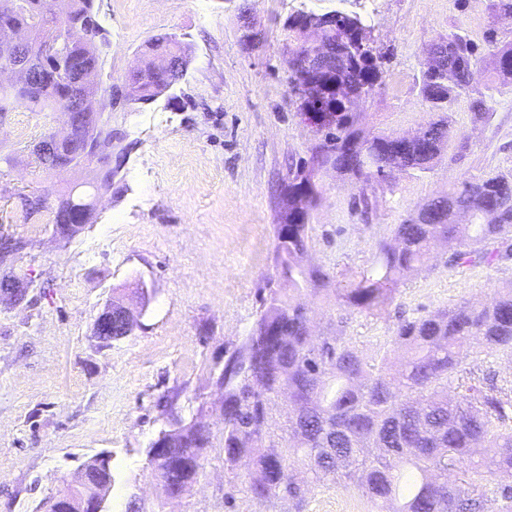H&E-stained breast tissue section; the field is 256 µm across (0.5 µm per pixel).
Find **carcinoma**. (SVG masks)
Instances as JSON below:
<instances>
[{
	"label": "carcinoma",
	"mask_w": 512,
	"mask_h": 512,
	"mask_svg": "<svg viewBox=\"0 0 512 512\" xmlns=\"http://www.w3.org/2000/svg\"><path fill=\"white\" fill-rule=\"evenodd\" d=\"M48 0H21L20 9L0 15L12 23L41 30L61 27ZM69 20L87 23L82 43L60 44L63 62L73 58L83 70L100 72L109 47L105 28L94 11V0H69ZM342 27L362 24L361 18L339 10L321 14ZM485 47L496 59L499 78L512 80V41L491 28ZM187 45L168 34L145 46V68L133 75L130 101L153 102L169 83L151 63L157 57L183 52ZM434 61L447 83L448 103L433 108L438 119L429 123L435 138L377 141L359 126L358 113L336 106L335 121L320 127L323 143L311 158L323 155L336 171L357 179L360 202L374 182L391 174L363 171L361 156L375 153L395 165L427 173L457 134L443 111L472 86L481 60L479 46L460 31L448 33L428 49L423 65ZM373 74L345 68L340 77L351 88L374 85ZM96 94L95 127L83 120L72 125L59 149L47 152L35 145V163L48 170L65 166L78 156L99 164V187L112 189V97L107 89H83ZM71 91L62 77L14 88L0 85V112L25 106L37 112L68 110ZM472 120L490 118L485 94L469 97ZM312 167L296 174L288 188L303 193L299 203L310 211L319 192L311 182ZM74 191L58 201L53 223L90 224L93 211ZM309 215L298 224L274 225L275 267L286 288H271L260 298L255 324L241 344L224 359V472L235 479L246 473L240 492L258 503L286 499L302 512L314 484L331 481L355 488L371 501L393 504V512H500L512 504V388L479 376L466 366L468 346L478 341L486 353L512 350V284L492 300L463 302L417 317L401 315L390 344L405 350L401 370L389 365L390 350L365 358L344 333L315 342L310 334V309L302 296L334 301L350 311L383 309L392 294L416 270L438 257L440 239L447 240L444 265L455 268L478 262L489 266L512 259V172L465 179L448 193L428 201L417 215L392 231L393 242L377 243L374 260L357 279L343 286L328 269L310 266L303 258L312 240ZM288 393L283 421L280 391ZM209 429L170 442V455L185 461L186 472L175 476L178 492L187 498L203 472ZM96 486H110L112 470L87 466Z\"/></svg>",
	"instance_id": "cac0c4a2"
}]
</instances>
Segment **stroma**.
<instances>
[{"label": "stroma", "instance_id": "obj_1", "mask_svg": "<svg viewBox=\"0 0 512 512\" xmlns=\"http://www.w3.org/2000/svg\"><path fill=\"white\" fill-rule=\"evenodd\" d=\"M109 32L100 72L116 91L112 107V189L96 203L91 224L74 240L53 237V214H26L25 187L49 202L92 169L49 173L30 150L59 112L18 107L0 115V224L27 241L17 272H35L39 287L26 309L0 312V512H41L81 462L112 453L114 485L108 512H289L288 501L257 503L229 492L221 435L222 397L211 379L226 352L254 324L262 287H280L274 226L288 182L323 135L305 122L289 92L291 49L285 24L304 9L359 15L386 58L382 84L357 110L364 130L414 133L435 115L419 78L431 43L461 29L483 43L498 22L490 0H95ZM257 38L241 39L244 26ZM179 35L191 61L170 95L151 103L122 93L147 41ZM473 91L488 94V122L471 120L467 96L448 111L469 139L464 155L447 146L430 173L397 172L374 184L361 212L355 183L331 169L317 175L320 198L310 213L306 264L341 273L342 283L370 265L375 246L394 225L430 199L471 176L512 170V83L501 82L496 60L484 55ZM155 290L142 327L99 347L95 319L116 291L138 280ZM512 281V261L489 267L429 266L401 285L374 313L352 312L307 297L313 336L337 320L365 356H374L400 314L416 315L461 302L488 301ZM178 393L176 410L198 418L215 441L190 501L164 500L146 449L168 418L161 397ZM303 512H371L362 493L327 482L307 497Z\"/></svg>", "mask_w": 512, "mask_h": 512}]
</instances>
